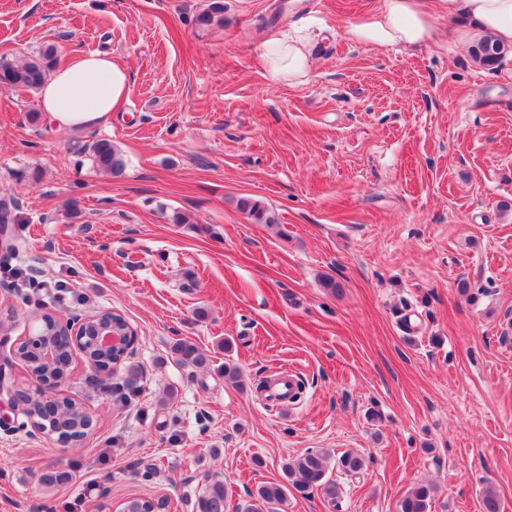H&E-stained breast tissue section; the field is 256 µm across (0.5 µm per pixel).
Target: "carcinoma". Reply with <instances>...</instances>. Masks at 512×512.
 <instances>
[{"label":"carcinoma","mask_w":512,"mask_h":512,"mask_svg":"<svg viewBox=\"0 0 512 512\" xmlns=\"http://www.w3.org/2000/svg\"><path fill=\"white\" fill-rule=\"evenodd\" d=\"M512 52V46L485 38L471 49L472 57L481 65L495 67L503 58ZM56 47L47 45L38 54L20 63L0 62V84L8 85L29 92H36L46 77V72L53 66ZM90 150L96 165L115 176L125 169V158L122 152L106 139L91 145ZM238 209L251 219L266 224L268 216L261 201L252 198H241L237 202ZM46 336L53 346V351H62L60 364L50 363L42 355L31 353L25 343L17 345L14 355L23 364L29 376L48 375L52 378L68 373L72 358L69 337L57 335L51 326L46 328ZM174 353L178 360L195 368L210 364V356L205 354L193 343L182 341L174 345ZM37 409L35 424L50 433L60 430L72 441L78 442L86 435V428L91 416L88 410L73 398L53 393L44 400L34 403ZM329 454L320 449L308 450L296 459L282 466L283 481L266 483L251 495V501L242 507L241 512H279L280 506L288 499V493L296 492L308 495L314 491L324 497H338L340 487L328 474ZM342 470L347 474H357L366 467V459L358 452H346L339 459ZM435 497V487L418 484L407 492L400 502V512H431ZM228 489L224 481L211 479L198 499L196 512H225ZM168 501L162 497H134L118 508V512H167ZM502 503L498 494L491 488L483 491L481 496V512H501Z\"/></svg>","instance_id":"1"}]
</instances>
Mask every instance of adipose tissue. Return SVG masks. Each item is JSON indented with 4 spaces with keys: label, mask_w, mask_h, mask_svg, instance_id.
Segmentation results:
<instances>
[{
    "label": "adipose tissue",
    "mask_w": 512,
    "mask_h": 512,
    "mask_svg": "<svg viewBox=\"0 0 512 512\" xmlns=\"http://www.w3.org/2000/svg\"><path fill=\"white\" fill-rule=\"evenodd\" d=\"M462 15L469 28L459 31L457 41L471 45L490 36L512 45V0H384L382 7L358 18L348 30L362 44L414 49L439 39L438 14ZM317 33L311 25L292 26L288 35L268 37L262 58L273 80L298 84L309 74V57ZM131 78L128 70L111 55L86 51L44 79L39 105L45 120L61 129L77 130L104 124L113 112L128 102Z\"/></svg>",
    "instance_id": "adipose-tissue-1"
}]
</instances>
